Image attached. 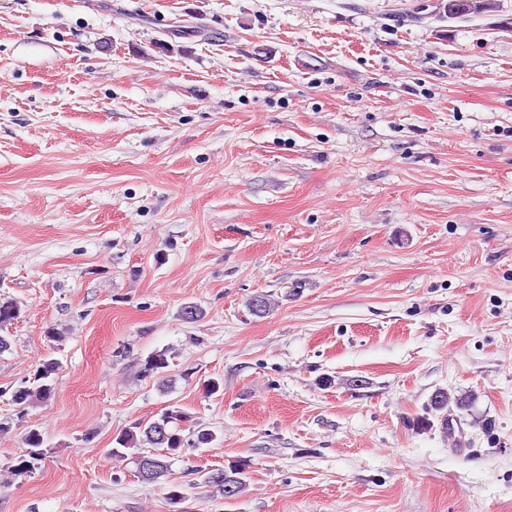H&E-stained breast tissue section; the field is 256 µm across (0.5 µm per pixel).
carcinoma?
Returning <instances> with one entry per match:
<instances>
[{
    "mask_svg": "<svg viewBox=\"0 0 512 512\" xmlns=\"http://www.w3.org/2000/svg\"><path fill=\"white\" fill-rule=\"evenodd\" d=\"M167 367L166 352L158 351L145 359L141 367V374L154 376L165 386L169 382L165 375ZM58 369L59 363L53 358L40 363L34 374L33 383L13 392L15 404L26 408L35 403L49 401L55 392ZM471 401L472 395L470 394L452 395L445 389H438L430 397L429 406L436 412L447 413L453 408L464 412L470 407ZM187 420L188 416L185 412L178 407H173L167 409L157 420L145 424L134 423L116 438V447L112 449V455L122 457L128 451L139 461L146 455L150 456L154 464L144 480L157 482L167 476L171 457L179 454L186 447L198 448L214 439L213 433L208 430L192 432L193 439L191 440L183 436L178 423ZM25 444L29 448L28 457L20 460L17 465L19 471L30 469L33 462L41 459L44 455L43 439L38 431H29L25 436ZM243 474L244 468L239 465H231L210 473L206 480L210 485L224 491V498L235 499L246 489Z\"/></svg>",
    "mask_w": 512,
    "mask_h": 512,
    "instance_id": "cac0c4a2",
    "label": "carcinoma"
}]
</instances>
